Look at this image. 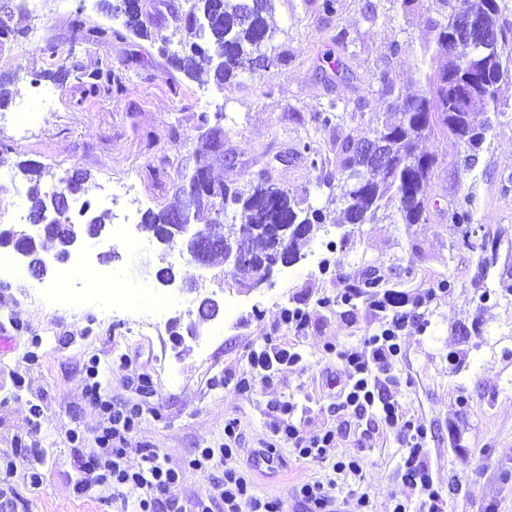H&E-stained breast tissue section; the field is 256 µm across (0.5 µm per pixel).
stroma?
Instances as JSON below:
<instances>
[{
  "instance_id": "1",
  "label": "stroma",
  "mask_w": 512,
  "mask_h": 512,
  "mask_svg": "<svg viewBox=\"0 0 512 512\" xmlns=\"http://www.w3.org/2000/svg\"><path fill=\"white\" fill-rule=\"evenodd\" d=\"M180 2L144 0L151 38L103 47L80 39L71 27L78 13L90 26L112 24L101 7L42 0L41 19L26 18L24 26H42L57 57L27 42L0 50V79L9 80L16 102L32 97L31 81L42 73L62 65L68 73L56 84L55 111L30 139L19 141L12 126L0 124V145L8 148L0 167L11 170L30 159L59 172H81L87 180L79 195L92 203L105 182L131 181L145 209L156 211L173 203L176 184L205 147L200 114L220 112L228 158L214 163L213 176L245 189L270 177L321 209L324 224L301 242L298 262L277 267L271 285L260 288L251 287L244 273L220 285L214 269L165 251L147 234L140 237L142 251L129 255L104 231L96 251L117 252L110 269L137 287L172 295L154 330L146 329L144 311L117 309L102 297L57 302L35 292L27 275L0 284V332L12 341L0 350V454L13 461L6 488L16 512H116L100 488H75L78 460L92 453L104 423L85 397L93 364L113 404L143 408L126 467H142L145 449H163L167 466L183 472V504L202 496L209 478L228 467L243 472L257 495L281 499L285 512L293 510L295 486L314 481L346 512L362 492L371 512H393L395 494H411L404 436L378 410L357 412L338 400V354L363 348L393 316L361 299L340 304L344 276L370 270L388 277L389 289L404 299L403 312L412 316L400 333L385 392L427 433L442 512H512V294L498 286L512 283V76L500 85V113L474 170L464 169L467 150L452 136L438 132L420 142V151L435 160L429 223L345 224L340 205L319 182L335 173L342 142L371 136L382 121L389 102L383 84L403 98L423 90L421 48L433 38L426 11L403 13L398 0H339L328 15L322 0H276L272 65L219 84L206 72L186 77L159 51L153 35L175 31ZM341 32L342 43L336 40ZM99 70L112 71L116 87L84 94ZM332 104L337 120L315 122L314 113ZM301 138L317 150V167L290 157ZM467 194L474 225L502 242L481 288L474 285L476 257L448 222L449 205ZM165 262L175 274L169 286L155 277ZM206 298L222 308L207 320L199 313ZM294 308L308 315L299 330L283 321L284 310ZM192 327L197 336L189 335ZM269 345L299 353L300 362L278 366L249 392L235 389L250 352ZM284 398L295 403L293 420L307 433L335 430L336 446L326 462L307 463L283 440L276 443L275 469H253L252 450L273 441L268 404ZM228 419L240 423L238 454L207 477L189 468L199 449L221 448ZM34 448L44 453L38 489L24 480ZM345 454L360 458L361 480L334 471Z\"/></svg>"
}]
</instances>
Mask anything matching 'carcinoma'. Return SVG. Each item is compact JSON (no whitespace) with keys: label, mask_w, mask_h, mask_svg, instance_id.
<instances>
[{"label":"carcinoma","mask_w":512,"mask_h":512,"mask_svg":"<svg viewBox=\"0 0 512 512\" xmlns=\"http://www.w3.org/2000/svg\"><path fill=\"white\" fill-rule=\"evenodd\" d=\"M110 15L121 17L120 27L96 26L85 28L80 14H75L72 25L76 32L89 41L109 46L114 42H124L129 36L148 35L141 13L124 15L123 0H100ZM189 7L181 12L182 25L180 43L189 46L183 54L172 57L171 63L177 70L188 76L195 75L203 67L213 70L214 78L221 83L234 72L255 73L257 67L255 45L265 37L272 42L274 31L267 23L266 14L272 10L274 0H185ZM437 17L430 19L434 31L433 44L423 47L422 60L429 66L425 74L426 89L421 94L407 98L398 109L400 118L391 122L384 120L373 131V138L385 143L390 164L371 166L366 162L362 147L365 141L358 140L343 144L336 152V176L322 179L319 185L329 189L337 188L340 194L336 202L343 206L344 223L371 224L379 215L392 224H426L430 220L429 199L427 195L434 158L417 151L418 143L425 137L440 131L454 134L457 141L477 148L485 140L492 128V122L486 121L479 126L470 120L471 112H491L499 114L497 100L498 84L509 73L512 53L501 48L500 54L491 62L490 75L485 85L478 88L474 96H461L451 83H460L463 77L458 75L460 67L455 60L462 61L470 53L467 42L461 41L448 45V15L451 9L465 6L471 10L484 5L489 7L485 18L499 32L501 6L499 0H433ZM25 14L14 5V0H0V45L17 40L24 33L21 27ZM224 56V63L217 57ZM196 190L199 202L192 217L204 209L213 212L211 222L202 228L209 238L215 239L209 256L223 252L221 244L229 245L240 237L248 238L251 249L256 253H266L282 244L288 251L297 254L296 244L313 235L318 225L323 223V213L312 206L304 205V200L289 194L268 179L250 185L249 189H239L224 184L211 176L208 155L200 154L195 158ZM18 171L26 185V194L30 202L31 223H37L39 215L59 207L64 189L78 190L84 177L79 174L53 171L32 160L17 164ZM55 182V191L48 193L41 189L44 178ZM179 204L163 208L157 212L149 211L142 223L150 232L159 237L169 235V226L174 224L177 211L185 207L182 184L175 186ZM234 209L233 220L224 222L228 209ZM448 221L458 227L471 226L473 214L463 202L457 203L448 211ZM275 224H297L299 228L290 235L278 238L268 226ZM88 232L84 224H77L63 217L61 224L48 230L40 248L48 244L63 247L70 239ZM472 233L465 230L464 244L479 253L477 278L483 279L491 267L495 266L501 249L499 239L484 232L475 240ZM384 277L367 273L360 278H350L341 302L348 304L354 298H364L369 305L384 308L387 304L401 303L398 293L381 292Z\"/></svg>","instance_id":"obj_1"}]
</instances>
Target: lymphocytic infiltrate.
<instances>
[{"mask_svg": "<svg viewBox=\"0 0 512 512\" xmlns=\"http://www.w3.org/2000/svg\"><path fill=\"white\" fill-rule=\"evenodd\" d=\"M402 322L391 321L379 335L370 337L363 349L343 353L342 372L344 383L340 392L343 407L357 411L378 409L384 422L402 425L410 445L405 460L407 484L414 492V505L397 502L394 512H438L439 495L433 487L424 461L423 432L404 420L397 403L384 396L383 376L387 375L393 359L399 354L398 333ZM297 353L285 348H265L252 351L250 370L237 378V390L250 391L260 373L273 372L276 366L293 365ZM92 379L85 394L89 403L100 408L106 424L96 437L97 451L80 461L77 486L87 491L100 487L110 492L113 500L121 505H132L134 512H189L183 506L177 487L181 482L180 471L167 467L161 449L154 448L144 454L145 465L130 470L124 464L128 454L126 444L138 426L142 410L137 406H115L105 400L97 382V367H90ZM276 415L272 425L274 434L288 441L297 459L305 462H323L328 449L336 443V434L327 429L314 435L305 434L291 421L294 406L287 400L271 404ZM248 503L251 512H281L283 504L278 499L261 498L254 494L252 485L236 469H225L222 478L210 482L206 493L195 503L190 512H239L241 503Z\"/></svg>", "mask_w": 512, "mask_h": 512, "instance_id": "obj_1", "label": "lymphocytic infiltrate"}]
</instances>
